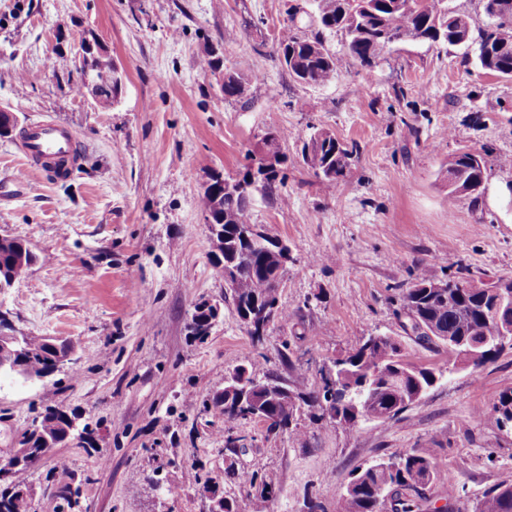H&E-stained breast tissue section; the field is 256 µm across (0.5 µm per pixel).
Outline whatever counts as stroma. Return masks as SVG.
Returning <instances> with one entry per match:
<instances>
[{
	"mask_svg": "<svg viewBox=\"0 0 512 512\" xmlns=\"http://www.w3.org/2000/svg\"><path fill=\"white\" fill-rule=\"evenodd\" d=\"M298 2L0 0V105L20 127L71 130L81 156L66 179L33 171L15 194L2 186L23 158L17 138L0 139V236L38 257L0 293V314L16 331L73 344L76 359L45 384L0 380V458L50 405L93 439L12 476L30 512H206L215 489L240 512H306L312 499L336 512L354 468L412 449L437 463L426 495L438 506L465 512L512 478V425L476 417L512 389V349L475 373L446 346L415 343L396 315L422 265L439 280L512 279L502 199L512 80L481 70L471 46L400 41L366 69L335 38L337 78L301 84L275 53ZM91 35L122 78L106 110L76 92L64 65ZM217 43L245 79L244 99H225L202 67ZM316 127L357 149L335 190L301 159ZM271 131L286 135L285 178L275 194L255 193L252 217L292 250L278 286L290 317L256 343L224 299L199 200L210 173L239 176ZM468 150L484 157L485 192L452 204L441 166ZM205 300L222 314L198 341L188 323ZM377 334L438 377L401 422L351 431L304 406L294 416L304 441L251 420L234 425L244 447L225 448L223 420L204 409L225 374L251 361L313 391Z\"/></svg>",
	"mask_w": 512,
	"mask_h": 512,
	"instance_id": "1",
	"label": "stroma"
}]
</instances>
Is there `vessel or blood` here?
Masks as SVG:
<instances>
[{
	"mask_svg": "<svg viewBox=\"0 0 512 512\" xmlns=\"http://www.w3.org/2000/svg\"><path fill=\"white\" fill-rule=\"evenodd\" d=\"M71 132L53 123H38L27 128L24 144V164L12 177L15 186L26 183L28 172L38 165L55 166L71 160L76 152Z\"/></svg>",
	"mask_w": 512,
	"mask_h": 512,
	"instance_id": "vessel-or-blood-1",
	"label": "vessel or blood"
}]
</instances>
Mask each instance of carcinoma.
Wrapping results in <instances>:
<instances>
[{
    "instance_id": "1",
    "label": "carcinoma",
    "mask_w": 512,
    "mask_h": 512,
    "mask_svg": "<svg viewBox=\"0 0 512 512\" xmlns=\"http://www.w3.org/2000/svg\"><path fill=\"white\" fill-rule=\"evenodd\" d=\"M451 0H312L310 11L296 7L290 13L292 26L288 36L278 42L285 66L293 77L308 86H324L336 79V57L330 39L342 37L348 53L363 67H372L392 44L402 40L426 42L431 45L474 44L477 65L512 79V0H481L488 19L478 38L468 18L450 6ZM204 68L224 69V98L244 97L246 82L213 51L206 52ZM356 148H347L324 129H315L302 149L303 162L313 173L336 188L344 176ZM258 173L260 188L274 193L279 170L267 169L260 154L250 156V165L239 178H224L215 173L218 186L232 185L233 191L215 204L205 191L200 207L209 214L211 223L224 229V263L236 271L231 286V299L243 323L259 318L268 309L277 319L288 320V311L279 307L278 282L283 274L268 249L243 237L246 225L253 223L252 200ZM448 199L455 201L473 196L485 179V165L480 155L459 152L448 156ZM29 265L36 255L19 239L10 238L0 246V281H7L16 259ZM435 281L425 266L417 269L410 286L399 295L398 316L404 318L417 340L432 343L430 333L440 332L438 340H463L481 360L472 368L479 370L492 360L488 352L497 343L501 328L512 326L509 298L487 294L465 287L462 280L448 281L442 293L428 284ZM215 316L212 307H195L189 325L192 336L203 339L209 335ZM10 351L0 354V377L39 381L51 373V356L65 352L68 345L46 336L22 333L9 345ZM334 381L322 378L325 392L336 390V418L347 429H359L367 422L398 420L406 410L404 402L425 393L435 382L431 369L410 367L403 360L400 345L391 336H370L341 361ZM265 381L292 392L296 401L326 415L320 392H306L278 376L268 375ZM206 408L224 418V447L237 448L243 438L230 424L248 420L250 416L235 406V398L227 392L215 393ZM492 415L502 423L512 421V390L501 393L492 407ZM75 434V419L58 406L48 407L19 441V453L27 462L40 448H57ZM438 477L432 458L412 451L398 458L380 457L371 464L357 468L337 503L336 512H428L429 499L423 490ZM0 512H29V502L20 491L0 492ZM471 512H512V480H503L487 489L472 502Z\"/></svg>"
}]
</instances>
